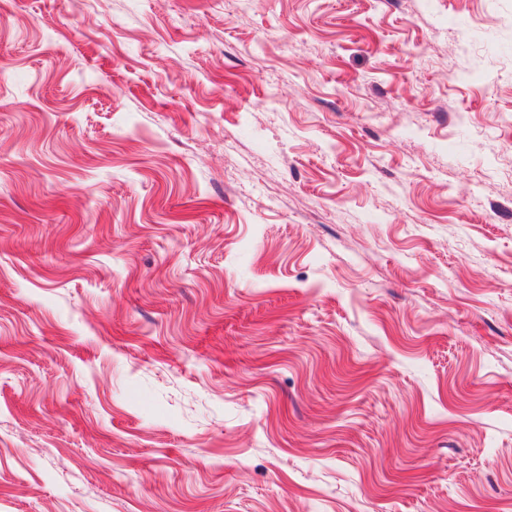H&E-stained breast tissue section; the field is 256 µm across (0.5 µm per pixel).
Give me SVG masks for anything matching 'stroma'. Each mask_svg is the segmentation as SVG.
Segmentation results:
<instances>
[{"label": "stroma", "mask_w": 512, "mask_h": 512, "mask_svg": "<svg viewBox=\"0 0 512 512\" xmlns=\"http://www.w3.org/2000/svg\"><path fill=\"white\" fill-rule=\"evenodd\" d=\"M0 512H512V0H0Z\"/></svg>", "instance_id": "obj_1"}]
</instances>
